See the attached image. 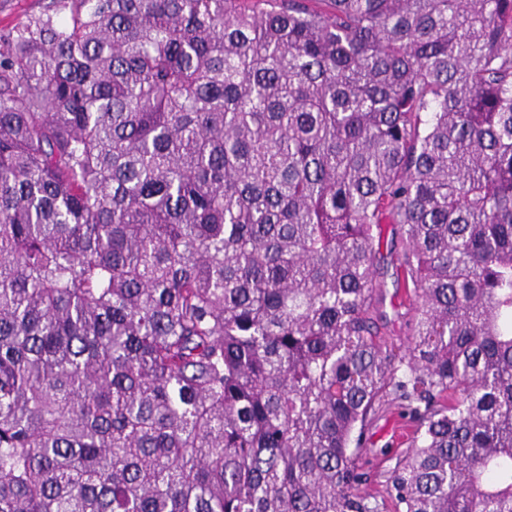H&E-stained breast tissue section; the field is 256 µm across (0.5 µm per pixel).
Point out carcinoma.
<instances>
[{
	"mask_svg": "<svg viewBox=\"0 0 512 512\" xmlns=\"http://www.w3.org/2000/svg\"><path fill=\"white\" fill-rule=\"evenodd\" d=\"M0 512H512V0L1 29ZM394 270L389 269L384 276L385 288L376 303L377 315L382 331L397 345L406 346L409 336L408 317L412 294L403 293V288H396ZM399 424L403 430V440L397 442L392 425ZM415 426L408 418L399 415V410L392 407L386 416L377 422L372 429V451L363 456L362 464L365 469L380 472L394 464L390 458L402 448H406Z\"/></svg>",
	"mask_w": 512,
	"mask_h": 512,
	"instance_id": "carcinoma-1",
	"label": "carcinoma"
}]
</instances>
